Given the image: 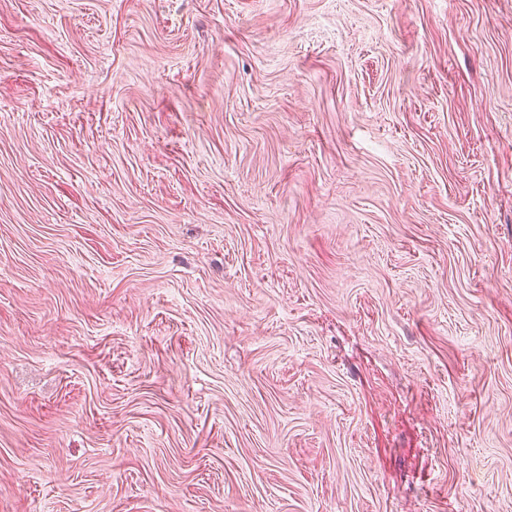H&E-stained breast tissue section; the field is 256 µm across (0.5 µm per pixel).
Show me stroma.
Masks as SVG:
<instances>
[{"label": "stroma", "instance_id": "1", "mask_svg": "<svg viewBox=\"0 0 512 512\" xmlns=\"http://www.w3.org/2000/svg\"><path fill=\"white\" fill-rule=\"evenodd\" d=\"M0 512H512V0H0Z\"/></svg>", "mask_w": 512, "mask_h": 512}]
</instances>
